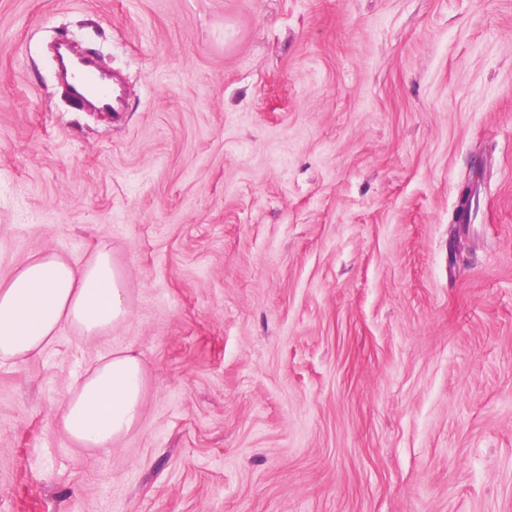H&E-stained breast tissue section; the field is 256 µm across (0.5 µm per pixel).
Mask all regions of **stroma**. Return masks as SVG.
Returning <instances> with one entry per match:
<instances>
[{
  "label": "stroma",
  "mask_w": 512,
  "mask_h": 512,
  "mask_svg": "<svg viewBox=\"0 0 512 512\" xmlns=\"http://www.w3.org/2000/svg\"><path fill=\"white\" fill-rule=\"evenodd\" d=\"M103 244L126 323L0 364V512H512V0H0V280ZM86 63L79 64L77 70H81L71 81H67V90L71 98L86 102L88 97H94L98 107L104 111L121 112L124 103V83L122 78L112 75V89L108 81H105L95 62L84 56ZM144 384L137 356L127 350L101 356L64 404L63 433L81 448L110 450L135 426Z\"/></svg>",
  "instance_id": "35a3bbf8"
}]
</instances>
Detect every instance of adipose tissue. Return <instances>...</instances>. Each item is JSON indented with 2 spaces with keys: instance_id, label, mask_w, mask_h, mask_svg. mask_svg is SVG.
Returning a JSON list of instances; mask_svg holds the SVG:
<instances>
[{
  "instance_id": "ef3b65f1",
  "label": "adipose tissue",
  "mask_w": 512,
  "mask_h": 512,
  "mask_svg": "<svg viewBox=\"0 0 512 512\" xmlns=\"http://www.w3.org/2000/svg\"><path fill=\"white\" fill-rule=\"evenodd\" d=\"M129 315L126 281L111 250L97 248L83 266L53 252L30 257L0 282V363L43 352L62 326L92 338ZM144 384L137 356L122 350L100 357L64 404V434L79 447L110 450L135 426Z\"/></svg>"
}]
</instances>
